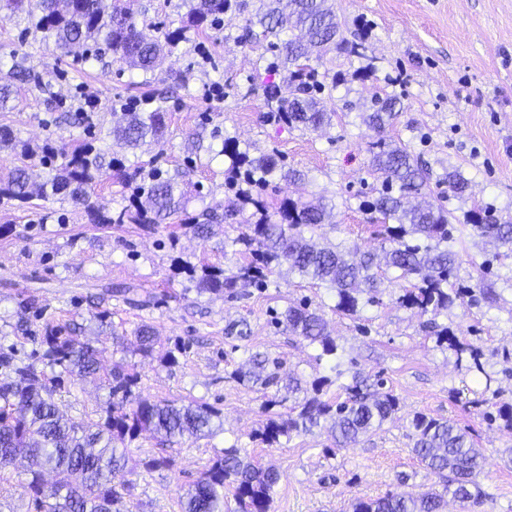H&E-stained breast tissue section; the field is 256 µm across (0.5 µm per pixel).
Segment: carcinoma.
<instances>
[{"label":"carcinoma","instance_id":"1","mask_svg":"<svg viewBox=\"0 0 512 512\" xmlns=\"http://www.w3.org/2000/svg\"><path fill=\"white\" fill-rule=\"evenodd\" d=\"M254 2L246 19L245 38L268 42L273 60L269 69H283L293 86L292 98L284 100L280 88L268 85L263 91L269 119L291 128L317 130L331 124L336 116L327 112L316 94L326 88L318 80V70L310 61H323L331 53H356L358 45L343 37L334 0H184L187 7L181 25L160 36L147 34L139 25L128 0H0L7 8L23 15L24 31L31 30L51 38L57 48L69 54L82 50V61L98 60L109 52L112 62L139 70L144 82L158 67L161 58L181 51L191 42L188 33L219 31L224 19L233 18ZM260 27L255 32L254 27ZM328 77V74L321 75ZM37 94L47 108L58 99L55 85L32 67L16 64L11 82L0 83V111L15 98L21 88ZM396 102L375 97L371 111L361 113L363 123L379 137L369 146L371 172L380 181L378 196L369 209L382 216L376 254L356 245L327 241L319 244L309 236L317 227L331 223L333 203L323 197L288 200L269 214L263 201L251 191L240 189L228 209L219 214L209 208L193 217L183 228L200 238L211 235L212 225L253 207L255 221L232 240L241 245L240 260L232 270L210 264L183 262L181 269L199 296L236 298L247 287L259 291L268 287L274 274L297 275L334 292L335 309L354 315L363 304H374L385 283L395 282L402 289L397 302L413 309L421 317L422 329L447 344L457 358L469 359L482 370V351L456 336L447 326L436 323L435 316L448 310L456 300L490 305L496 300L491 285L485 283L491 261L479 268L480 276L472 286L456 282L458 253L454 249L452 211L439 203L413 205L410 199L432 194V186H448V192L464 199L468 181L458 170L432 177L424 163L409 146L385 136L386 127L398 116ZM122 122L109 129L116 146L124 151L145 145L164 151L166 109H137V103L120 104ZM206 152L227 156L234 170L245 168L244 181L265 185L278 169L268 155L257 158L249 149L230 138L221 143H205L198 130L187 139V153ZM47 169L44 181L30 185L27 164L18 165L0 179V200L28 204L35 198L60 195L81 206L92 224L129 222L149 229L184 210L187 197L180 181L181 172L152 167L145 169L127 158L112 157L100 147L81 140L59 149L46 144L41 157ZM117 179L128 186L137 183L129 204L116 214L103 211L92 201L97 185ZM469 226L479 237L497 243L512 252V224L502 223L491 212L469 210ZM271 324L281 328L318 351L316 360L338 359V345L317 309L310 304H291L284 311H272ZM85 326L71 323L67 328L51 329L43 337L44 350L39 359L15 363L12 356L0 353V370L10 381L0 382V473L19 457L27 460L31 478L28 488L35 512H123L124 495L133 488L131 480L116 489V474L125 470L128 448L118 447L134 441L143 432H153L167 442L173 438L210 437L223 429L220 409L203 400L177 404L168 400H150L135 394L140 376L122 359L107 373L109 401L105 415L75 423L64 417L55 401L56 387L48 384L47 371L61 369L73 382H81L99 372V360L105 349L81 340ZM136 352L153 355L155 337L150 326L136 330ZM251 369L238 371L235 377L267 389L279 386L281 362L268 355L251 354ZM328 376L310 383L306 396L289 408L287 415L273 411L281 400L273 396L264 402L268 413L265 424L252 439L269 447L281 438L307 434L314 429L327 430L336 446L344 448L359 437L374 432L394 420L399 400L390 392L375 389L377 383L356 372L352 382L340 386L341 394L323 399L324 388L331 385ZM412 453L430 472L448 473L445 492L423 494L406 492L377 499H355L351 512H445V494L465 507L480 506L486 499L480 477L483 455L468 432L456 423L422 413L410 420ZM50 468L54 480L47 485L42 472ZM278 474L254 462L246 449L232 444L211 459L207 468L179 496L181 512H224V498L230 494L233 512H270Z\"/></svg>","mask_w":512,"mask_h":512}]
</instances>
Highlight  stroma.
I'll use <instances>...</instances> for the list:
<instances>
[{"label":"stroma","mask_w":512,"mask_h":512,"mask_svg":"<svg viewBox=\"0 0 512 512\" xmlns=\"http://www.w3.org/2000/svg\"><path fill=\"white\" fill-rule=\"evenodd\" d=\"M336 15L348 40L362 43V55L336 54L322 68L337 75L324 102L335 118L330 127L292 129L268 120L263 88H287L284 71L269 69L264 45L243 43L244 17L225 22L222 32L193 37L185 52L164 60L151 85L142 75L101 61L79 65L76 56L61 55L55 43L41 36L22 35L16 19L0 14V70L12 59L49 72L60 93L58 112L47 111L33 93L19 91L12 110L0 112V135L43 146L55 131L59 113L75 111L73 94L92 97L85 129L76 138L112 125V107L137 97L152 109L158 97L167 107V142L162 155L139 150L135 160L183 171L185 182L200 193L186 212L147 230L136 224L101 227L89 223L81 207L52 197L32 207L0 203V349L13 348L24 362L42 352L45 326L69 321L94 329L90 296H104L111 313L113 335L134 346L138 326L150 324L162 348L183 342L187 350L176 364L160 357L133 355L141 376L139 394L153 400H204L219 408L224 429L211 437L184 439L165 446L152 434L131 444L130 458L170 456L169 468L139 472L126 499L128 512H179L178 490L196 480L215 453L239 444L262 466L279 474L270 512H349L358 498L374 499L390 492H424L440 488L410 448L409 423L414 414L455 420L470 430L485 453L481 484L484 505L474 512H512V429L485 421L470 400L512 404V257L494 261L487 282L499 295L495 306L457 304L437 321L479 347L481 368L458 360L440 347L436 337L421 329L415 310L401 306L399 288L384 291L378 303L349 316L335 309L334 294L300 277L273 278L269 288L241 300L208 299L185 291L179 260L206 262L226 269L236 262L224 252V240L236 237L247 223L240 214L216 228L209 240L186 233L184 223L202 209L222 208L229 191L230 162L225 157L188 160L185 139L209 116V129L235 137L252 156H276L283 169L304 179L270 180L260 193L268 207L291 198L324 196L336 203L335 221L320 228L333 242L376 248L374 213L361 203L377 185L369 173L370 142L375 130L360 119L372 96L397 102L399 117L388 133L409 144L434 174L459 169L469 181L465 199L449 197L447 187L435 188L457 223L473 205L493 208L512 223V0H336ZM188 75L178 88L176 74ZM9 232H2V225ZM461 283H474L478 266L490 258L492 244L463 232L455 245ZM122 284L151 295L153 305L138 309L109 296L107 288ZM35 298L42 312L31 318V335L17 333L19 303ZM309 300L329 324L339 346L343 382L354 373L383 379L385 389L400 401L393 422L358 445L335 449L326 433L293 437L275 447L252 442L265 416V396L258 387L238 382L234 374L249 354L280 358L281 372L304 380L329 374L328 363H315V352L289 333L268 323L271 310ZM244 318L247 339L226 335V325ZM113 335L104 336L111 343ZM109 389L88 380L73 388L62 383L56 400L60 409L79 422L105 407ZM29 475L24 460L0 477V512H27Z\"/></svg>","instance_id":"stroma-1"}]
</instances>
